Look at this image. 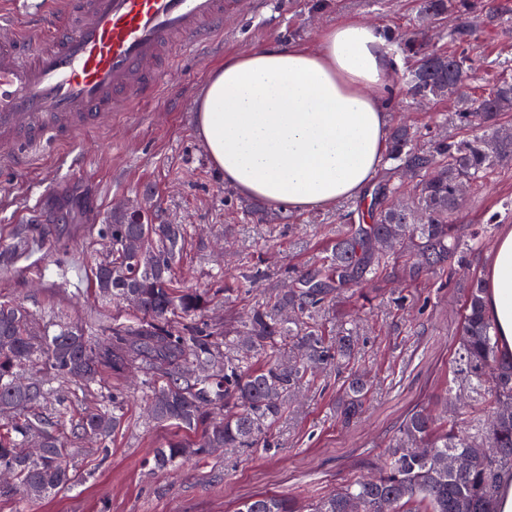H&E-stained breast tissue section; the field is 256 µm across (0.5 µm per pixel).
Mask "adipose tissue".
Segmentation results:
<instances>
[{
	"instance_id": "adipose-tissue-1",
	"label": "adipose tissue",
	"mask_w": 512,
	"mask_h": 512,
	"mask_svg": "<svg viewBox=\"0 0 512 512\" xmlns=\"http://www.w3.org/2000/svg\"><path fill=\"white\" fill-rule=\"evenodd\" d=\"M390 68L379 29L359 19L322 29L312 48L225 56L195 118L212 166L242 196L278 209L363 199L388 146ZM486 283L488 311L512 348V227L487 256Z\"/></svg>"
}]
</instances>
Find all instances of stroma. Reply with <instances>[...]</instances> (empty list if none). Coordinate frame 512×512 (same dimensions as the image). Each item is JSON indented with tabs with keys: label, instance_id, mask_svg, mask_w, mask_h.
Returning a JSON list of instances; mask_svg holds the SVG:
<instances>
[{
	"label": "stroma",
	"instance_id": "stroma-1",
	"mask_svg": "<svg viewBox=\"0 0 512 512\" xmlns=\"http://www.w3.org/2000/svg\"><path fill=\"white\" fill-rule=\"evenodd\" d=\"M314 3L231 5L222 37L194 57L172 53L154 98L81 132L75 143L51 145L24 167H0V251L25 224L34 240L31 256L0 267V299L21 302L40 325L79 323L95 335L114 316L128 315V308L99 294L93 276L109 247L104 226L120 202L129 203L130 214L148 215L151 223L185 225L174 277L215 292L206 314L214 323L269 300L290 267L320 258L318 245L346 203L298 213L242 198L211 165L194 122L208 75L227 54L288 42L312 47L321 29L352 17L401 36L420 29L417 0H324L320 10ZM477 3L467 20L473 35L466 44L447 37L460 23L453 14L427 34L430 48L474 63L465 88L472 97L502 80L494 60H512V0ZM455 109L452 99L422 107L400 98L389 112L392 123L414 125L426 141ZM451 221L476 229L512 226V162L494 166L472 186ZM491 245L484 240L448 287L404 286L391 279L372 294L370 334L356 366L376 373L378 385L357 423L345 427L337 421L339 381L328 369L275 427L271 449L220 450L180 468L154 471L150 463L169 431L147 419L138 381L107 373L97 390L62 382L57 399L44 407L59 428L69 429L105 392L124 397V422L104 454L91 442L69 439L77 470L73 486L24 509L16 500L0 499V512H234L238 501L255 494L290 495L307 503L355 478L363 458L382 456L405 413L439 394L453 368L461 285L484 277ZM241 261L265 266L267 275L253 291L240 289L234 267Z\"/></svg>",
	"mask_w": 512,
	"mask_h": 512
}]
</instances>
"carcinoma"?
<instances>
[{"mask_svg": "<svg viewBox=\"0 0 512 512\" xmlns=\"http://www.w3.org/2000/svg\"><path fill=\"white\" fill-rule=\"evenodd\" d=\"M475 0H419L424 23L448 14L466 16ZM413 63L402 81L417 100L456 96L448 124L477 131L467 139L442 134L419 148L406 127L390 135L387 171L368 187L369 223L348 222L330 229L325 256L291 271L292 284L274 303L258 304L221 326L198 321L215 296L174 284V269L185 238L183 224H150L128 217L106 225L112 259L95 271L96 288L125 305L133 316L114 318L101 336H87L68 324L51 333L33 329V315L22 304L0 301V471L16 479L0 483V498L29 504L75 481L62 433L42 402L54 396L53 384L85 388L102 375H122L136 365L150 418L169 429L153 457V468H177L215 448H257L288 415L295 396L317 372L336 368V418L355 423L373 389L372 381L350 369L358 354L364 324L336 319L326 329L323 317L366 284L394 275L409 283L448 278L481 246L479 234L448 217L461 204L460 188L485 179L496 164L512 157V134L498 124L512 110V82L473 99L462 88L473 65L463 56L431 49L415 39L387 33ZM408 170L417 179L413 200L400 199L395 175ZM142 240L132 256L127 240ZM486 281L464 286L453 375L438 397L411 410L396 426L375 472L354 478L300 507L285 495L256 494L235 512H346L356 500L361 512H498L512 487V351L504 345L486 310ZM42 371L18 384L30 363ZM464 409L462 424L448 423V405ZM124 398L87 409L74 424L75 438H108L120 428ZM42 453L22 457L18 448L33 435ZM497 449L494 455L487 448ZM420 448L431 453L422 454ZM467 457L471 468L448 471V457Z\"/></svg>", "mask_w": 512, "mask_h": 512, "instance_id": "1", "label": "carcinoma"}]
</instances>
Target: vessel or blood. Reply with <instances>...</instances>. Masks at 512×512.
<instances>
[{
    "label": "vessel or blood",
    "mask_w": 512,
    "mask_h": 512,
    "mask_svg": "<svg viewBox=\"0 0 512 512\" xmlns=\"http://www.w3.org/2000/svg\"><path fill=\"white\" fill-rule=\"evenodd\" d=\"M229 0H63L48 38L0 13V163H25L160 89L170 50L224 33Z\"/></svg>",
    "instance_id": "obj_1"
}]
</instances>
